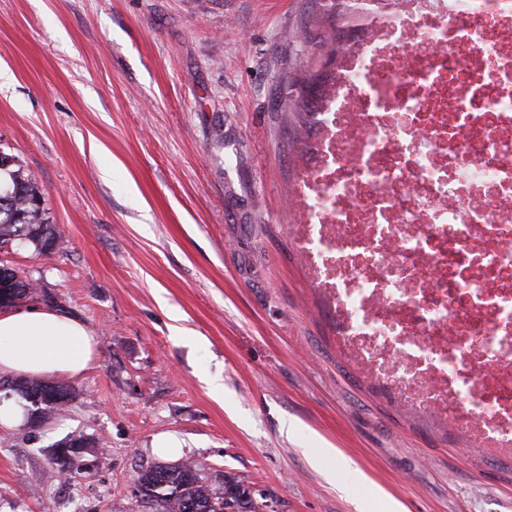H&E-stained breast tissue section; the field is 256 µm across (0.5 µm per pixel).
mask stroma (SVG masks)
I'll return each mask as SVG.
<instances>
[{
    "instance_id": "1",
    "label": "stroma",
    "mask_w": 512,
    "mask_h": 512,
    "mask_svg": "<svg viewBox=\"0 0 512 512\" xmlns=\"http://www.w3.org/2000/svg\"><path fill=\"white\" fill-rule=\"evenodd\" d=\"M326 10L0 0V150L61 231L0 266L97 343L63 414L0 426V512H142L133 480L166 434L263 512H512V458L375 387L295 252L288 88ZM73 434L89 468L64 481L50 448Z\"/></svg>"
}]
</instances>
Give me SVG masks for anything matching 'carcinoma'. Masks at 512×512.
Here are the masks:
<instances>
[{"label":"carcinoma","mask_w":512,"mask_h":512,"mask_svg":"<svg viewBox=\"0 0 512 512\" xmlns=\"http://www.w3.org/2000/svg\"><path fill=\"white\" fill-rule=\"evenodd\" d=\"M8 172L11 186L0 188V248L7 244L29 242L46 252L61 236L51 224L44 206V194L23 174L22 169L0 168ZM0 292L14 304L35 293L31 282L21 279L9 267H0ZM0 387L17 390L32 406L31 420L61 411L73 397L70 386L45 381L4 383ZM87 439L73 436L61 441L52 452V460L73 479L88 470L81 459ZM202 464L182 461L175 464H154L141 467L134 479V494L149 512H260V506L250 497V490L241 482L228 480L216 488L204 481Z\"/></svg>","instance_id":"1"}]
</instances>
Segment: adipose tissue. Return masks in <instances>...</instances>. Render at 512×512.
I'll return each instance as SVG.
<instances>
[{
    "mask_svg": "<svg viewBox=\"0 0 512 512\" xmlns=\"http://www.w3.org/2000/svg\"><path fill=\"white\" fill-rule=\"evenodd\" d=\"M93 339L85 325L42 308L0 312V374L83 375Z\"/></svg>",
    "mask_w": 512,
    "mask_h": 512,
    "instance_id": "adipose-tissue-1",
    "label": "adipose tissue"
}]
</instances>
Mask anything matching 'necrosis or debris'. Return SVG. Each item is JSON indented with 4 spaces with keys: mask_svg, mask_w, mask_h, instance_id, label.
<instances>
[{
    "mask_svg": "<svg viewBox=\"0 0 512 512\" xmlns=\"http://www.w3.org/2000/svg\"><path fill=\"white\" fill-rule=\"evenodd\" d=\"M288 194L337 343L512 457V0H341Z\"/></svg>",
    "mask_w": 512,
    "mask_h": 512,
    "instance_id": "obj_1",
    "label": "necrosis or debris"
}]
</instances>
